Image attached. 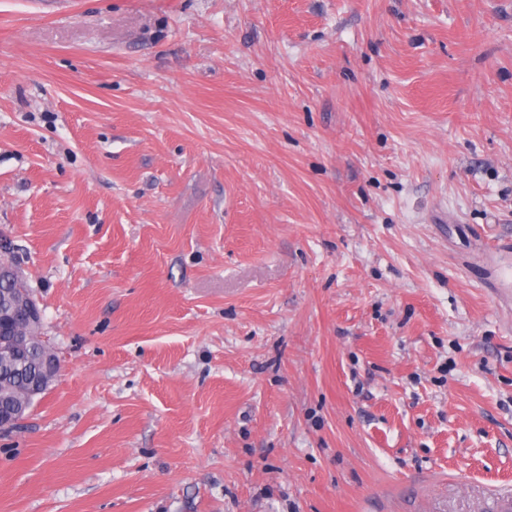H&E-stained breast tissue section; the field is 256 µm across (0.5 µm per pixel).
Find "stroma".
Returning <instances> with one entry per match:
<instances>
[{
	"label": "stroma",
	"mask_w": 512,
	"mask_h": 512,
	"mask_svg": "<svg viewBox=\"0 0 512 512\" xmlns=\"http://www.w3.org/2000/svg\"><path fill=\"white\" fill-rule=\"evenodd\" d=\"M0 232V512L512 493V0H0ZM42 322L19 323L12 329L13 324L4 318L0 319V409L10 406H20L29 412L34 406L35 397L31 394L34 383L42 384V395H45L53 386L59 369L47 376L38 366L27 371L19 372L10 358V352L15 348L24 351L28 346L26 336L38 337L41 335ZM14 333V334H11ZM21 334V335H20Z\"/></svg>",
	"instance_id": "1"
}]
</instances>
